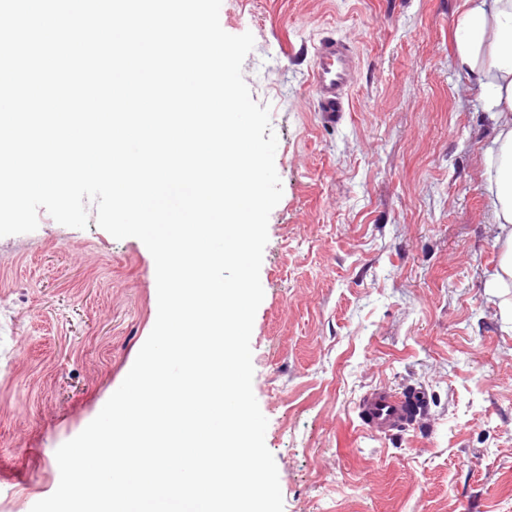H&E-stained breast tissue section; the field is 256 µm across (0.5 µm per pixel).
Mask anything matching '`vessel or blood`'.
<instances>
[{
  "mask_svg": "<svg viewBox=\"0 0 512 512\" xmlns=\"http://www.w3.org/2000/svg\"><path fill=\"white\" fill-rule=\"evenodd\" d=\"M355 75V57L351 47L334 35L322 36L314 47L310 84L316 110L323 121L335 123L345 112L346 92ZM420 412L415 401L405 400L386 387L370 389L359 403V417L374 434L389 435L414 419Z\"/></svg>",
  "mask_w": 512,
  "mask_h": 512,
  "instance_id": "b4317fda",
  "label": "vessel or blood"
}]
</instances>
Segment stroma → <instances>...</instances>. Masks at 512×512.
<instances>
[{"label": "stroma", "instance_id": "obj_1", "mask_svg": "<svg viewBox=\"0 0 512 512\" xmlns=\"http://www.w3.org/2000/svg\"><path fill=\"white\" fill-rule=\"evenodd\" d=\"M462 0H222L252 33L283 196L251 336L284 512H512V323L485 283L499 249L481 173L491 120L455 70ZM327 33L358 53L336 126L309 71ZM157 313L155 263L96 222L0 237V512L59 484L55 452L123 382ZM385 386L417 421L367 431Z\"/></svg>", "mask_w": 512, "mask_h": 512}]
</instances>
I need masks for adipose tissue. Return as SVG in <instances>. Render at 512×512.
Segmentation results:
<instances>
[{"label": "adipose tissue", "instance_id": "obj_1", "mask_svg": "<svg viewBox=\"0 0 512 512\" xmlns=\"http://www.w3.org/2000/svg\"><path fill=\"white\" fill-rule=\"evenodd\" d=\"M453 64L493 121L482 178L499 262L487 288L512 320V0H463Z\"/></svg>", "mask_w": 512, "mask_h": 512}]
</instances>
